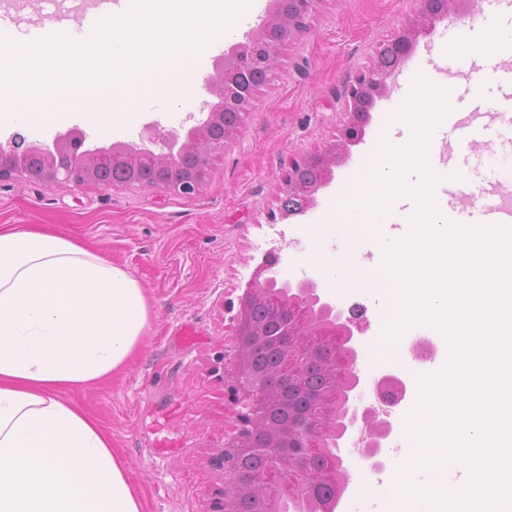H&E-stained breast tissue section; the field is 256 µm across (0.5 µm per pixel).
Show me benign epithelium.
Masks as SVG:
<instances>
[{"instance_id":"obj_1","label":"benign epithelium","mask_w":512,"mask_h":512,"mask_svg":"<svg viewBox=\"0 0 512 512\" xmlns=\"http://www.w3.org/2000/svg\"><path fill=\"white\" fill-rule=\"evenodd\" d=\"M320 0H271L267 18L258 30L249 35L247 41L233 45L224 54V60L216 68L214 76L206 81L209 94L219 98L211 106L204 119L191 127L186 134L177 131L164 132L155 124L144 127L140 143L130 144L115 141L108 146L85 148L86 136L74 128L57 133L52 142L25 143V138L16 134L6 143L0 142V182L11 180L36 181L47 187L59 184L75 186L99 185L98 166L116 159L123 161L128 170L144 172L156 170L165 173L163 179L146 183L133 178L128 187L156 189L167 195L192 196L198 193L211 177L210 160L213 154L224 151L237 135V130H227L224 138L211 136V129L224 125V111L229 108L247 112L254 107L255 88L248 82L249 72L258 64L269 62L276 67V60L283 35L302 37L308 29L309 19L317 11ZM419 19L401 27L393 37L403 50H409L418 37L429 34V25L440 16L428 7V0H418ZM390 74L372 65L360 72L344 91L346 121L341 135L343 141L351 142L359 133L358 98L367 90L380 97L388 89ZM335 149L325 148L320 152L300 155L288 159L277 191L280 194L300 192L307 200H314L315 193L326 184ZM298 165H311L320 172L313 184H301L294 180L293 171ZM274 261L260 266L240 298V307L234 317L237 335L240 336L233 356V371L228 379L229 402L238 408V425L226 443V450L233 458L224 457L220 451L210 458L212 468L224 473V487L212 498L207 512H231L230 503L241 494L250 492L255 485L278 481L280 470L295 473L299 486L295 498L302 503V512H335L336 499L317 495V488L324 476L315 475L309 463L327 447L334 437H343L348 428L357 423L369 430L360 439V452L374 457L381 448V441L392 430V423L378 418L373 409L358 411L351 408L350 394L358 386L360 377L351 373L353 353V320L331 301L318 299L316 282L311 277L296 284L283 285V289L268 287L263 273ZM258 303L266 304L272 313L287 325L278 335L266 334L263 324L254 320L253 308ZM268 344L276 346L283 356L297 362L294 370L284 376L298 388L302 384V370L313 362L329 366L333 374L342 379V385L326 398L325 421L316 422L308 413L298 414L288 423L266 429L265 414L268 410L283 405L286 396L276 393L265 379L254 378L248 369L251 352ZM378 399L395 405L403 390L401 379L385 373L374 381ZM259 431L267 434L268 446L277 449L271 467L262 480H250L242 476L235 466V459L250 457L260 452L255 447L253 435Z\"/></svg>"}]
</instances>
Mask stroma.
I'll return each mask as SVG.
<instances>
[{
  "label": "stroma",
  "mask_w": 512,
  "mask_h": 512,
  "mask_svg": "<svg viewBox=\"0 0 512 512\" xmlns=\"http://www.w3.org/2000/svg\"><path fill=\"white\" fill-rule=\"evenodd\" d=\"M418 8L417 0H321L308 34L279 50L277 76L259 88L255 107L244 114L241 134L213 162L211 180L190 198L150 188L60 185L32 181L0 183V225L52 228L100 251L128 270L144 288L153 313L151 328L128 367L111 380L73 392V399L112 434L142 499L143 512H204L224 478L207 463L223 449L235 412L224 386L234 353V317L255 269L258 242L271 226L315 223L329 208H342L336 190L356 181L371 159L372 132L352 146L333 170L331 183L304 214L287 221L276 195L289 156L323 149L345 121V88L372 65L382 43ZM81 0H32L18 8L0 0V14L16 38L30 28L79 16ZM227 42L200 59L175 61L153 71L114 97L102 89L109 112L123 113L115 130L102 133L80 118L74 99L48 98L33 105L37 127H18L0 111V136L21 133L27 141H50L77 127L89 142L137 140L143 127L185 126L187 112L127 107L157 92L181 95L194 76L209 79ZM353 310L360 341L381 333L386 303L363 295H336Z\"/></svg>",
  "instance_id": "1"
}]
</instances>
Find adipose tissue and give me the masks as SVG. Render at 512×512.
I'll use <instances>...</instances> for the list:
<instances>
[{
  "label": "adipose tissue",
  "instance_id": "adipose-tissue-1",
  "mask_svg": "<svg viewBox=\"0 0 512 512\" xmlns=\"http://www.w3.org/2000/svg\"><path fill=\"white\" fill-rule=\"evenodd\" d=\"M508 41L496 18L450 50ZM151 318L123 267L66 234L0 226V512H142L111 435L70 394L126 367Z\"/></svg>",
  "mask_w": 512,
  "mask_h": 512
}]
</instances>
